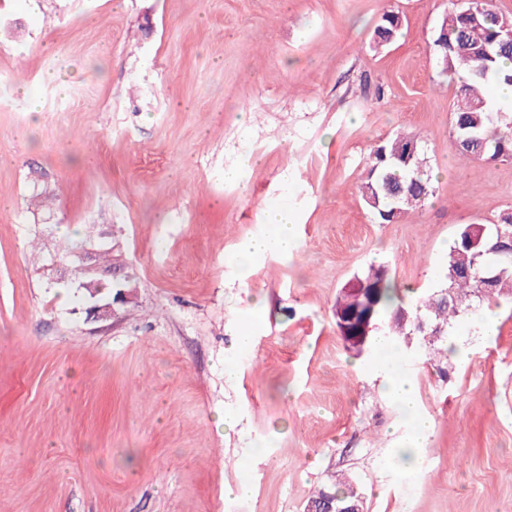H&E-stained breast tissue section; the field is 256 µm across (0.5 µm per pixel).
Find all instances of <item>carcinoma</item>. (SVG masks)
<instances>
[{
    "label": "carcinoma",
    "instance_id": "obj_1",
    "mask_svg": "<svg viewBox=\"0 0 512 512\" xmlns=\"http://www.w3.org/2000/svg\"><path fill=\"white\" fill-rule=\"evenodd\" d=\"M505 26H512V16L495 12L491 0H469L465 7L448 9L434 42L436 64L450 74L458 88L450 118L451 137H466L460 145L461 153L485 162L512 158V113L493 107L486 94L491 83L512 85V47L499 49L497 39ZM399 29L398 16L392 11L385 13L374 31L375 46L390 43ZM422 162L420 140L415 135H397L372 150L360 191L378 223L398 221L409 209L434 195L432 179L418 175ZM471 235L472 225L460 228L448 253L445 284L430 293L417 295L410 287L401 289L390 277H379L374 268L346 284L357 293H339L334 308L336 320L345 317L358 302L366 299L373 304L370 330L356 353L371 348L372 336L380 332L396 346L407 347L413 340H421L428 361L445 371L442 358L448 356L451 329L458 317L468 312L473 300L485 296L478 277L495 262L491 255L475 262L477 249L470 247ZM74 274L78 288H98L103 296L112 294L111 278H91L77 265ZM358 496L359 492L338 479L311 495L306 507L327 512V507Z\"/></svg>",
    "mask_w": 512,
    "mask_h": 512
}]
</instances>
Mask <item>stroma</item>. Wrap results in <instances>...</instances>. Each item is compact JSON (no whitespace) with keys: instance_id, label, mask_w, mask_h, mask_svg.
Segmentation results:
<instances>
[{"instance_id":"stroma-1","label":"stroma","mask_w":512,"mask_h":512,"mask_svg":"<svg viewBox=\"0 0 512 512\" xmlns=\"http://www.w3.org/2000/svg\"><path fill=\"white\" fill-rule=\"evenodd\" d=\"M452 1L0 0V512H304L338 473L366 512H512V304L489 338L461 318L447 377L398 348L432 424L415 473L410 422L333 317L373 265L440 287L460 226L512 213V159L450 138ZM398 132L435 193L381 224L359 187ZM278 205L295 251L241 271ZM63 224L101 230L136 283L113 318L88 319ZM400 29L399 18L394 12H387L382 16V22L374 31L375 47H381L390 43Z\"/></svg>"}]
</instances>
